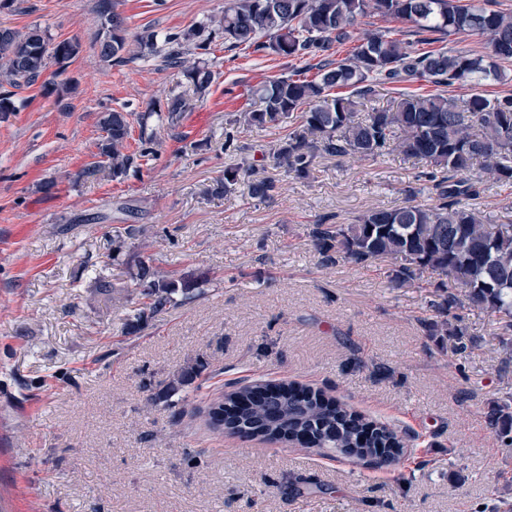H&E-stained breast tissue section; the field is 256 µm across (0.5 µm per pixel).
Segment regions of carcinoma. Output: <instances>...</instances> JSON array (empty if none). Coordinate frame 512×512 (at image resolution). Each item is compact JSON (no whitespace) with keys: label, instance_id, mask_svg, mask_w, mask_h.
<instances>
[{"label":"carcinoma","instance_id":"obj_1","mask_svg":"<svg viewBox=\"0 0 512 512\" xmlns=\"http://www.w3.org/2000/svg\"><path fill=\"white\" fill-rule=\"evenodd\" d=\"M117 7V0H99L97 15L100 56L120 63L143 56L154 46V35L128 40ZM371 15L407 21L426 37L407 41L377 32L357 41L348 57L326 58L333 47L353 39L359 18ZM211 24L221 30L230 48L245 46L283 58H320L316 77L268 80L256 90L258 107L228 113L226 124L236 128L287 121L292 126L286 137L262 150L261 159L225 169L211 193L231 194L247 179L252 196L272 197L274 180L255 178L269 162L289 176L306 179L317 159L325 156L374 159L398 152L422 160L428 167L430 203L369 210L353 224L322 218L312 230L316 250L325 262L337 257L356 264L399 259L397 276L404 281L425 269L443 273L452 287L465 289L471 302L498 314L492 335L511 336L512 224L491 231V218L469 207L468 200L480 195L485 177L512 185V95L489 98L475 92L460 100L438 93L406 94L363 121L356 119V110L380 84L421 79L436 86L475 87L505 80L503 63L512 61V11L494 7V0H230ZM456 35L484 36L489 51L417 48ZM78 51V42L57 41L47 29L35 26L22 32L0 23V84L31 85L49 65L62 68ZM168 62L182 69L200 94L213 82V71L204 62L189 65L178 51L169 54ZM334 89L347 94H334ZM190 109V99L181 94L167 99L172 123ZM100 126L105 132L98 146L102 160L84 166L80 178L104 172L119 178L137 159L126 153L130 128L125 113L105 112ZM196 287L193 279L179 281L176 273L161 272L142 261L121 282L104 277L96 281L99 290L135 297L132 323L163 311L174 303L177 291L187 296ZM455 300L451 293L435 305L431 335H464L460 329L448 332V307ZM202 371L198 365L173 376L166 389L152 397L154 404L170 405L171 398ZM208 416L214 429L249 437L272 440L307 434L319 450L354 447L369 452L401 445L395 432L371 427V422L322 393L282 383L227 392L212 404ZM493 418L501 442L512 440V407H497Z\"/></svg>","mask_w":512,"mask_h":512}]
</instances>
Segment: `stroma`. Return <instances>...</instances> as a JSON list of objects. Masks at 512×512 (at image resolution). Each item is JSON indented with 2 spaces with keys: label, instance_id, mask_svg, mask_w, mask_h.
Masks as SVG:
<instances>
[{
  "label": "stroma",
  "instance_id": "1",
  "mask_svg": "<svg viewBox=\"0 0 512 512\" xmlns=\"http://www.w3.org/2000/svg\"><path fill=\"white\" fill-rule=\"evenodd\" d=\"M227 0H121L128 36L154 52L104 61L96 0H13L0 22L48 28L80 44L64 70L13 88L0 117V499L7 512H512V447L491 410L512 403V344L490 336L494 313L465 294L448 312L462 339L429 335L442 278L395 277L399 261L324 264L311 228L351 224L366 210L428 201L425 163L393 152L318 159L309 178L275 166L266 201L205 191L288 132L234 135L225 116L250 106L260 82L311 59L189 45L214 80L178 122L150 120L151 160L114 179L78 178L97 161L101 112L139 116L191 94L165 64L166 36L220 16ZM152 244L139 249L140 229ZM192 273L191 297L126 329L130 304L93 294L101 270L132 256ZM204 362L203 386L172 408L151 397L172 373ZM259 381L322 391L397 432L405 451L377 467L357 457L213 430L222 394Z\"/></svg>",
  "mask_w": 512,
  "mask_h": 512
}]
</instances>
